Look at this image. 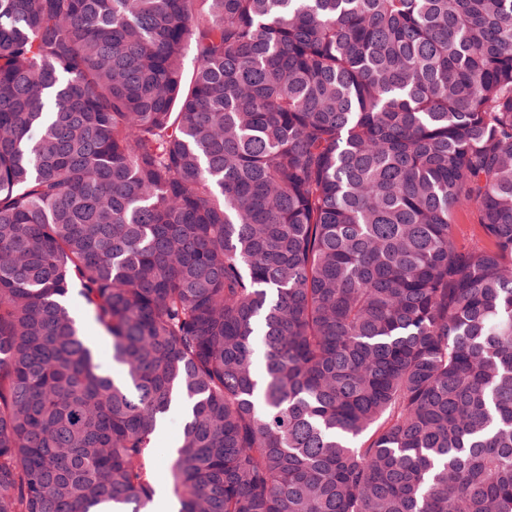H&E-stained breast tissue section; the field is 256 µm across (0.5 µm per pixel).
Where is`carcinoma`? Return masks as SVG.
I'll return each instance as SVG.
<instances>
[{"mask_svg": "<svg viewBox=\"0 0 512 512\" xmlns=\"http://www.w3.org/2000/svg\"><path fill=\"white\" fill-rule=\"evenodd\" d=\"M174 398L177 512H512V0H0V512ZM70 308L74 315L80 319L83 324L87 325L88 335L95 337V356L101 369L111 375L112 373H117L118 367L114 362H112V352L109 342L106 339L99 337L101 336V333L92 322L83 300L76 294H74L70 300Z\"/></svg>", "mask_w": 512, "mask_h": 512, "instance_id": "cac0c4a2", "label": "carcinoma"}]
</instances>
